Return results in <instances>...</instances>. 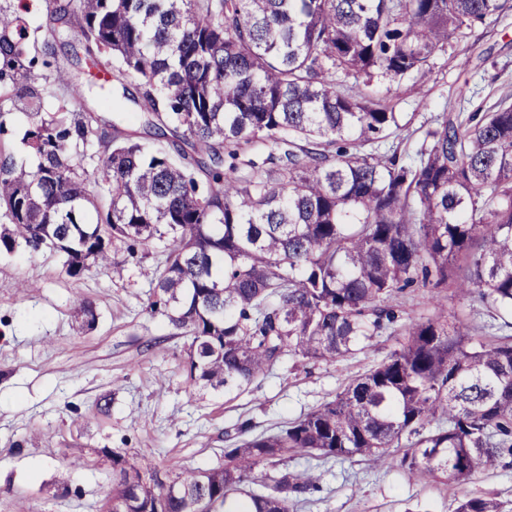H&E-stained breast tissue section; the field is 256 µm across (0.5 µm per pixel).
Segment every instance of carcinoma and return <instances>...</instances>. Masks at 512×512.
Here are the masks:
<instances>
[{
	"label": "carcinoma",
	"mask_w": 512,
	"mask_h": 512,
	"mask_svg": "<svg viewBox=\"0 0 512 512\" xmlns=\"http://www.w3.org/2000/svg\"><path fill=\"white\" fill-rule=\"evenodd\" d=\"M0 0V134L15 111L17 165L0 140V253L64 257L82 277L121 245L155 247L151 311L194 351V381L245 391L288 356L334 362L377 336L397 349L304 416L224 449V464L158 483L150 453L112 458L111 512H290L320 490L312 466L369 457L419 485H464L512 460V335L473 342L467 325L399 315L418 278L512 314V103L443 117L411 160L379 152L403 129L365 90L380 74L425 80L434 53L466 41L502 0ZM136 82L159 137L78 106L57 43ZM363 79L336 91V75ZM101 109L126 112L107 86ZM94 209L96 222L87 219ZM82 325L96 317L74 298ZM267 466L276 475L263 474ZM456 512H505L464 496Z\"/></svg>",
	"instance_id": "carcinoma-1"
}]
</instances>
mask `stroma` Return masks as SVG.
Segmentation results:
<instances>
[{
	"label": "stroma",
	"mask_w": 512,
	"mask_h": 512,
	"mask_svg": "<svg viewBox=\"0 0 512 512\" xmlns=\"http://www.w3.org/2000/svg\"><path fill=\"white\" fill-rule=\"evenodd\" d=\"M421 89L411 80L374 76L406 127L399 140L416 151L442 116L468 115L512 98V0L467 44L436 52ZM153 251L141 260L112 257L70 278L50 252L0 254V512H106L112 466L103 451L152 452L159 469H209L243 435L272 432L332 400L352 377L397 348L381 336L372 347L333 363L287 357L244 393L195 386L188 340L152 314ZM91 304L96 322L79 326L73 300ZM412 317H459L474 341L494 311L454 288L419 287L400 299ZM320 489L293 512H454L466 495L491 496L512 512V464L454 486L422 487L399 467L363 457L320 465Z\"/></svg>",
	"instance_id": "obj_1"
}]
</instances>
